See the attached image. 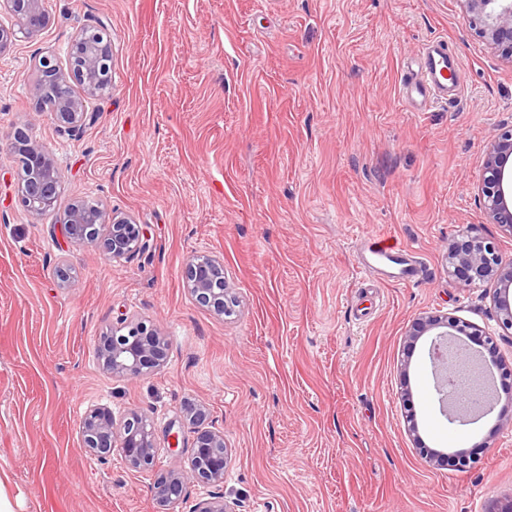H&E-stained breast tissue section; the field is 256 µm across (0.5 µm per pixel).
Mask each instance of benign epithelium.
Masks as SVG:
<instances>
[{"instance_id":"7a95c632","label":"benign epithelium","mask_w":512,"mask_h":512,"mask_svg":"<svg viewBox=\"0 0 512 512\" xmlns=\"http://www.w3.org/2000/svg\"><path fill=\"white\" fill-rule=\"evenodd\" d=\"M470 24L490 49L512 63V0H461ZM0 6L13 14L32 18L44 17L42 0H0ZM69 58L70 72H63L50 56L39 60V79L31 88L35 103L48 95L52 88L73 79L84 85L90 95L102 91L107 69L106 57L85 46L84 33L73 40ZM58 127L73 134L86 117V105L79 98L58 102L52 113ZM13 143L26 157L18 182V196L23 206L40 214L50 210L58 192L59 178L47 168L49 153L32 142L29 129L18 128L13 133ZM478 198L488 214L490 223L497 224L512 234V131L498 134L486 152L482 174L477 184ZM61 234L72 242L91 243L103 247L113 260H121L149 248L147 236L141 225L127 216L107 217L104 212L94 214L80 207H69L57 220ZM222 265L207 256H195L187 264L185 277L196 301L218 315L227 306V285L219 276ZM448 275L459 283H472L493 279L497 283L495 310L503 327L512 328V262H505L496 252L493 243L468 233L453 238L448 243ZM445 328L437 334L438 342L431 343L437 351L443 372H454L458 364L469 365L473 374H479V363L472 344L484 347L489 355L495 354L492 336L473 324L453 316H419L407 334L408 352L427 332ZM97 355L103 368L115 376L137 378L163 367L167 352L163 338L144 323L122 319L120 326L100 337ZM492 390L482 388L471 406H457L453 414L459 418L476 414L485 409L492 397ZM195 442L191 449L189 471L171 470L156 479L158 502L165 506L178 501L185 489V480L192 477L213 487L224 482L228 452L224 433L202 427V413H196ZM82 446L90 455L106 458L117 450L134 469L147 470L154 466L160 453L154 429L146 416L138 412L127 414L116 421L108 407L89 409L80 426ZM421 459L427 465L446 466L448 458L439 450L420 447ZM193 512H237L236 504L213 493L198 501Z\"/></svg>"}]
</instances>
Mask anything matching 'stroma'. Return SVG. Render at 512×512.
<instances>
[{
    "label": "stroma",
    "instance_id": "35a3bbf8",
    "mask_svg": "<svg viewBox=\"0 0 512 512\" xmlns=\"http://www.w3.org/2000/svg\"><path fill=\"white\" fill-rule=\"evenodd\" d=\"M43 9L42 30L0 49V490L15 512H192L211 486L188 481L163 508L153 484L187 466L194 407L224 434L220 492L240 512H490L511 496L512 390L500 392L503 416L449 423L422 395L428 338L405 353L413 319L450 313L493 336L512 366L494 281L448 277V243L462 232L512 259V234L489 223L476 189L493 136L512 128V64L474 33L460 0ZM89 27L112 44L111 86L72 136L35 110L31 86L38 59L67 65ZM433 37L460 60L461 94L406 111L404 65ZM24 126L61 174L48 215L17 195L10 135ZM85 199L132 216L149 251L115 261L65 241L59 215ZM374 234L417 250L427 278L403 285L364 271ZM197 255L224 266V314L187 286ZM131 316L158 329L167 361L119 378L97 346ZM93 406L148 416L154 470L84 451L79 427ZM421 441L477 462L427 465Z\"/></svg>",
    "mask_w": 512,
    "mask_h": 512
}]
</instances>
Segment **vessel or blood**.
<instances>
[{"mask_svg":"<svg viewBox=\"0 0 512 512\" xmlns=\"http://www.w3.org/2000/svg\"><path fill=\"white\" fill-rule=\"evenodd\" d=\"M458 70V59L447 43L437 39L424 43L415 56L413 66L406 68L402 77L403 98L409 109L425 112L447 102L448 79ZM363 265L404 284L419 282L426 272L414 250L384 236L370 241Z\"/></svg>","mask_w":512,"mask_h":512,"instance_id":"vessel-or-blood-1","label":"vessel or blood"}]
</instances>
